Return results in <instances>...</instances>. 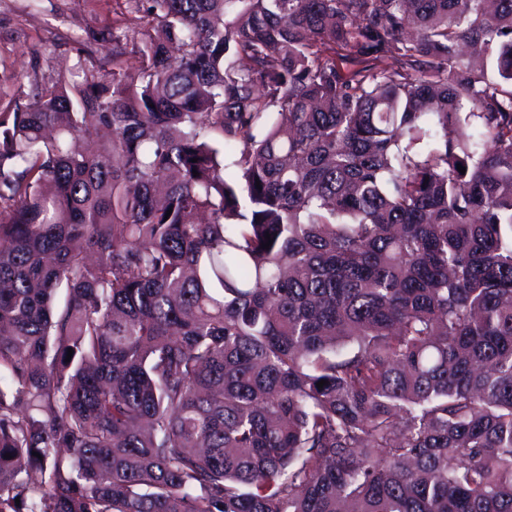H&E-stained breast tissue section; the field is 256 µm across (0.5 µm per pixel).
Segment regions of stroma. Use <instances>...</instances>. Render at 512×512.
I'll return each instance as SVG.
<instances>
[{"label":"stroma","mask_w":512,"mask_h":512,"mask_svg":"<svg viewBox=\"0 0 512 512\" xmlns=\"http://www.w3.org/2000/svg\"><path fill=\"white\" fill-rule=\"evenodd\" d=\"M115 0H0V103L22 94L19 71L40 81H78L103 67L112 46L100 32L114 19Z\"/></svg>","instance_id":"obj_1"}]
</instances>
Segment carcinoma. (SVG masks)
<instances>
[{"label":"carcinoma","mask_w":512,"mask_h":512,"mask_svg":"<svg viewBox=\"0 0 512 512\" xmlns=\"http://www.w3.org/2000/svg\"><path fill=\"white\" fill-rule=\"evenodd\" d=\"M123 4L0 109V512H512V0Z\"/></svg>","instance_id":"carcinoma-1"}]
</instances>
